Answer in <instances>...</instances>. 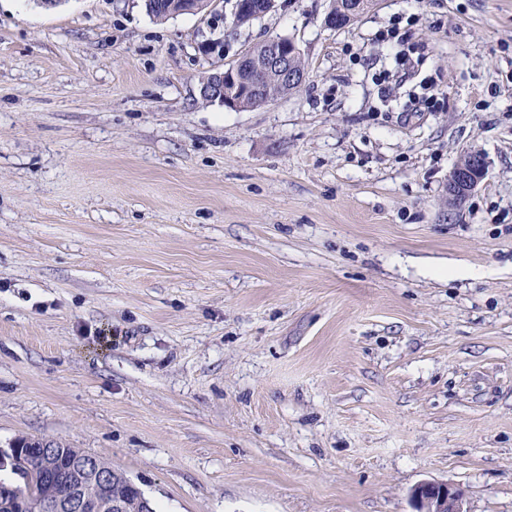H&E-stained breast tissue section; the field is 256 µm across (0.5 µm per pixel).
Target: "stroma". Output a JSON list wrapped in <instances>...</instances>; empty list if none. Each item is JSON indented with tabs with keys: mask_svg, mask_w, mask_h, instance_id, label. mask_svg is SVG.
I'll return each mask as SVG.
<instances>
[{
	"mask_svg": "<svg viewBox=\"0 0 512 512\" xmlns=\"http://www.w3.org/2000/svg\"><path fill=\"white\" fill-rule=\"evenodd\" d=\"M232 4L0 0V448L82 449L155 512H414L423 481L512 512V0ZM276 37L300 92L201 99ZM374 2V0H332L333 18L331 23L333 28H341L354 23L372 8ZM467 160L470 165L463 164ZM487 171L486 158L480 151L473 149L464 152L449 172L448 197L455 201L468 197L483 181Z\"/></svg>",
	"mask_w": 512,
	"mask_h": 512,
	"instance_id": "35a3bbf8",
	"label": "stroma"
}]
</instances>
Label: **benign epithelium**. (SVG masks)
<instances>
[{
	"label": "benign epithelium",
	"instance_id": "1",
	"mask_svg": "<svg viewBox=\"0 0 512 512\" xmlns=\"http://www.w3.org/2000/svg\"><path fill=\"white\" fill-rule=\"evenodd\" d=\"M298 52L293 40L272 39L265 42L262 56L247 49L232 64L216 67L200 87V95L209 102L238 108L237 96L258 93L257 86L240 76L249 64L264 72L279 74L282 84L296 85L303 82L305 73L290 67L291 56ZM488 171L484 155L470 150L461 155L448 175V196L462 200L471 195L483 181ZM65 449L48 440L32 439L28 448L16 445L0 449V468L10 466L16 473H32V459H37L43 476L28 480L29 490L23 494L13 487H0V512H152L148 500L139 496L136 508L122 497L112 495L113 479L95 465L91 456L71 459L68 479L61 485L50 478ZM415 512H467L463 490L439 482H422L411 494Z\"/></svg>",
	"mask_w": 512,
	"mask_h": 512
}]
</instances>
